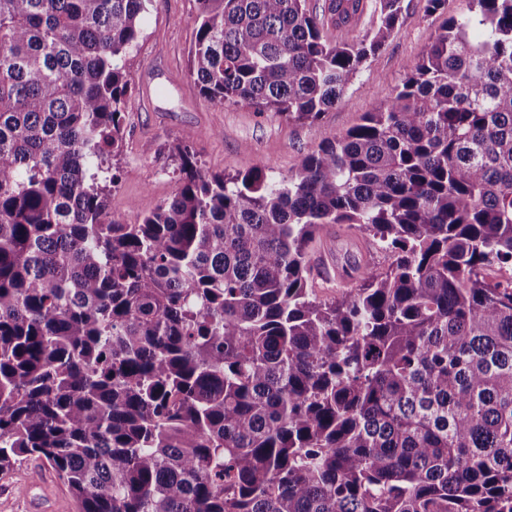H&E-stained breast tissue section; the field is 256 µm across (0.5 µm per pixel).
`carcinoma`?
I'll list each match as a JSON object with an SVG mask.
<instances>
[{"label": "carcinoma", "mask_w": 512, "mask_h": 512, "mask_svg": "<svg viewBox=\"0 0 512 512\" xmlns=\"http://www.w3.org/2000/svg\"><path fill=\"white\" fill-rule=\"evenodd\" d=\"M152 0H0V472L46 460L77 512H512V0L441 23L382 107L276 178L172 146L177 193L108 218ZM188 78L300 124L403 0H197ZM346 224L391 256L317 299ZM351 235L346 229V224H328L320 232L311 250L312 285L319 300L331 301L340 297V289L343 288H336V262L340 267L343 266L345 270L350 271L345 263V249L341 250V245ZM327 255L328 266L324 262Z\"/></svg>", "instance_id": "obj_1"}]
</instances>
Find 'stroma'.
I'll return each mask as SVG.
<instances>
[{
  "label": "stroma",
  "mask_w": 512,
  "mask_h": 512,
  "mask_svg": "<svg viewBox=\"0 0 512 512\" xmlns=\"http://www.w3.org/2000/svg\"><path fill=\"white\" fill-rule=\"evenodd\" d=\"M196 7V0H153L142 21L140 48L130 70L123 147L115 159L121 178L108 200L117 223H138L176 193L177 162L170 148L185 136L207 171L244 172L263 160L274 176L291 175L310 150L381 105L413 71L437 27L425 12L424 0H404L398 29L341 103L320 121L301 125L246 106L216 107L199 95L187 76ZM347 237L345 225H327L311 250L312 285L319 300L340 295L336 267L345 261L339 246ZM28 493L44 496V512H76L68 488L50 464L25 461L0 474V512H24Z\"/></svg>",
  "instance_id": "stroma-1"
}]
</instances>
